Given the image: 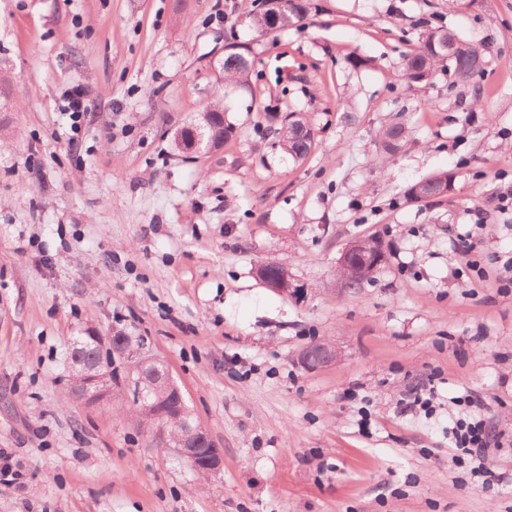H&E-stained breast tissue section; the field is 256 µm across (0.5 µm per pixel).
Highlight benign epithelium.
I'll list each match as a JSON object with an SVG mask.
<instances>
[{"instance_id":"benign-epithelium-1","label":"benign epithelium","mask_w":512,"mask_h":512,"mask_svg":"<svg viewBox=\"0 0 512 512\" xmlns=\"http://www.w3.org/2000/svg\"><path fill=\"white\" fill-rule=\"evenodd\" d=\"M271 12L266 16L265 27L270 32H276L286 22L285 10L274 2L270 5ZM176 144L185 150L198 149L203 144V134L197 127H190L179 133ZM383 246L380 241L365 240L361 247L347 245L338 259V267L342 285L371 272V267L379 264L382 258ZM258 279L268 288L286 293L289 290L288 268L271 269L268 265L260 266L256 271ZM98 346H112V351L125 358L129 372L143 373L150 365L162 366L158 360L145 355L141 347L128 344L123 340H114L113 336H104L98 331L92 332ZM338 357L336 348L327 342H318L304 348L298 355L299 364L306 370H315L328 366ZM77 383L75 397L86 405H96L109 400L110 389L106 385L107 373L97 363H88L76 373ZM170 395L175 401L174 408L178 409L174 421L178 427L177 433L171 436L178 456L200 474L217 473L223 464V454L216 448L208 430L199 423L184 421L186 404L180 389L172 381L170 374L163 377ZM138 403L149 414V418L158 422L163 421L169 414V406L151 403L144 394L138 395Z\"/></svg>"}]
</instances>
